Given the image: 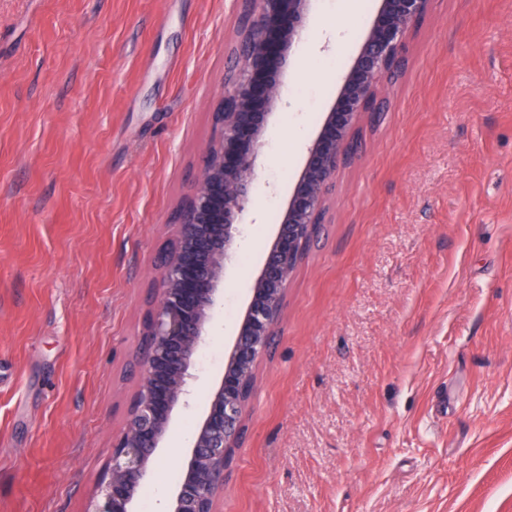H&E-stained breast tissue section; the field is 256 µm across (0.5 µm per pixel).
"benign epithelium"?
<instances>
[{
    "instance_id": "1",
    "label": "benign epithelium",
    "mask_w": 512,
    "mask_h": 512,
    "mask_svg": "<svg viewBox=\"0 0 512 512\" xmlns=\"http://www.w3.org/2000/svg\"><path fill=\"white\" fill-rule=\"evenodd\" d=\"M433 0H381L380 9L316 138L273 239L267 244L249 301L224 352L220 383L207 391L206 412L165 512H217L235 450L246 437L244 414L256 363L268 350L285 293L304 244L324 223L338 168L349 156L357 126L381 110L383 79L401 68L410 33ZM311 0H242L233 64L213 112L215 133L198 180L178 209L174 243L151 280L153 302L144 323L146 351L123 431L112 442L108 470L93 512H135L155 454L168 438L175 410L187 407L199 377V352L235 266L242 221L258 190V157L273 110L282 102V69L310 22Z\"/></svg>"
}]
</instances>
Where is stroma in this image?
<instances>
[{"label":"stroma","mask_w":512,"mask_h":512,"mask_svg":"<svg viewBox=\"0 0 512 512\" xmlns=\"http://www.w3.org/2000/svg\"><path fill=\"white\" fill-rule=\"evenodd\" d=\"M312 22L197 371L235 322L379 0ZM241 0H0V512H86L149 283L214 134ZM338 169L219 512H512V0H434ZM205 403L176 410L163 512Z\"/></svg>","instance_id":"obj_1"}]
</instances>
